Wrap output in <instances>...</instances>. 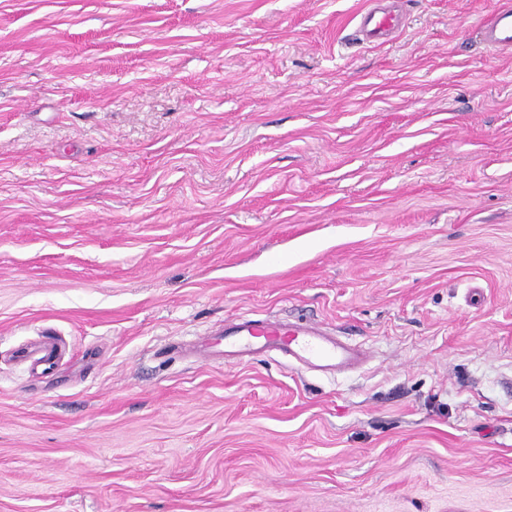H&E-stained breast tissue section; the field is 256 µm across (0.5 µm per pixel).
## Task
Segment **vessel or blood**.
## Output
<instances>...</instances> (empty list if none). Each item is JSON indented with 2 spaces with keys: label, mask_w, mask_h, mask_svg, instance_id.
<instances>
[{
  "label": "vessel or blood",
  "mask_w": 512,
  "mask_h": 512,
  "mask_svg": "<svg viewBox=\"0 0 512 512\" xmlns=\"http://www.w3.org/2000/svg\"><path fill=\"white\" fill-rule=\"evenodd\" d=\"M399 28L392 11L374 7L361 17L359 33L367 38H387ZM478 34L495 54L512 51V5L503 4L481 21ZM276 349L311 367L345 372L363 364L362 349L328 335L321 324L283 320H260L241 314L224 323L216 338L205 344L202 356L246 359ZM64 349L59 337L46 335L19 349L21 360L30 362L41 374L53 373L60 365Z\"/></svg>",
  "instance_id": "b4317fda"
}]
</instances>
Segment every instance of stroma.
I'll use <instances>...</instances> for the list:
<instances>
[{
    "label": "stroma",
    "instance_id": "1",
    "mask_svg": "<svg viewBox=\"0 0 512 512\" xmlns=\"http://www.w3.org/2000/svg\"><path fill=\"white\" fill-rule=\"evenodd\" d=\"M498 2L0 0V512H512ZM244 313L368 359L195 351ZM478 34L485 46L494 54L512 51V6L503 4L481 21ZM398 29V16L390 10L380 7L371 8L364 13L358 25V32L366 38L391 37ZM58 336L47 334L42 339L18 350L21 360L30 362L41 374L53 373L61 364L64 349Z\"/></svg>",
    "mask_w": 512,
    "mask_h": 512
}]
</instances>
